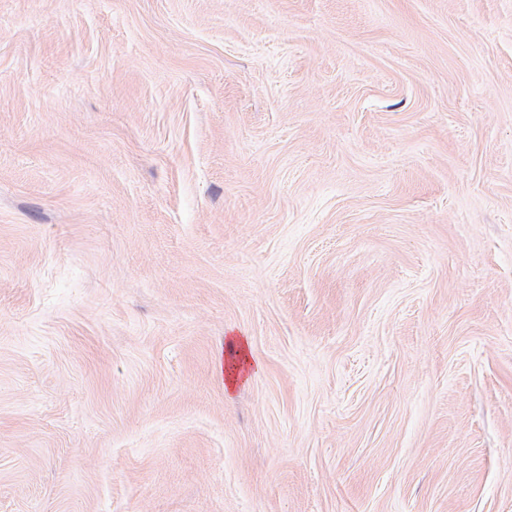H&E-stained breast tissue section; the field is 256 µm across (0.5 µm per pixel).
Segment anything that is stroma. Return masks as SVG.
Masks as SVG:
<instances>
[{
    "mask_svg": "<svg viewBox=\"0 0 512 512\" xmlns=\"http://www.w3.org/2000/svg\"><path fill=\"white\" fill-rule=\"evenodd\" d=\"M0 512H512V0H0ZM247 340L235 337L228 343L230 363L226 364L228 388H232L240 379L247 380L251 372L246 356Z\"/></svg>",
    "mask_w": 512,
    "mask_h": 512,
    "instance_id": "stroma-1",
    "label": "stroma"
}]
</instances>
